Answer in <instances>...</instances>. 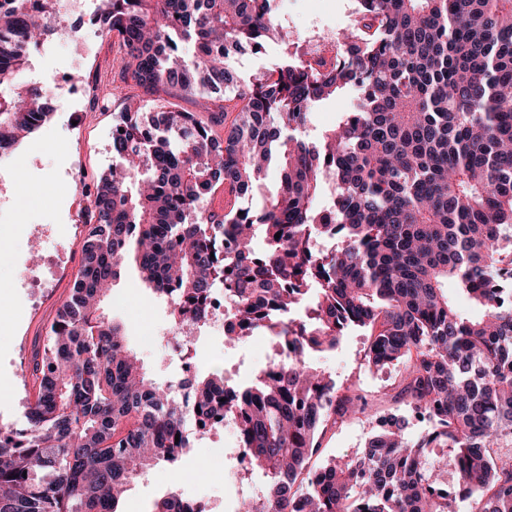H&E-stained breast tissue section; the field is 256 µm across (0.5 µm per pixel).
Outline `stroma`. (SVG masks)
<instances>
[{"label": "stroma", "mask_w": 512, "mask_h": 512, "mask_svg": "<svg viewBox=\"0 0 512 512\" xmlns=\"http://www.w3.org/2000/svg\"><path fill=\"white\" fill-rule=\"evenodd\" d=\"M355 0H278L277 13L293 46H308L311 36L336 37L352 24ZM79 54L58 42L37 57L26 72L31 82L66 74L87 87L85 99L53 106L50 120L22 140L12 159L0 162V424L23 426L27 396L23 379L34 345L42 343L60 304L68 297L81 264L83 230L89 221L84 199L94 179L112 165V122L119 107L112 85L119 78L120 63L111 39L90 36L79 44ZM37 243L58 267L46 288L25 282L29 267L24 251ZM110 312L127 331L129 348L158 382L179 381L182 362L168 345L171 326L169 299L157 297L128 268L112 288ZM364 336H345L331 355L312 357L314 366L330 372L337 384L354 385L368 392L384 390L394 369L370 371L363 365ZM194 369L204 376L213 369L233 370L239 384H248L255 370L264 366L271 352L267 336L257 333L237 348H227L217 330L199 331L192 347ZM370 422L346 420L328 432L316 466L359 452L370 437ZM236 436L220 428L214 438L196 440L178 466L152 468L132 482L127 498L134 512H152L156 502L176 491L214 502L219 512H235L236 498L225 493L221 475L200 470V460L223 467L218 446H234ZM194 471L192 481H178L180 471Z\"/></svg>", "instance_id": "stroma-1"}]
</instances>
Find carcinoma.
<instances>
[{
	"instance_id": "1",
	"label": "carcinoma",
	"mask_w": 512,
	"mask_h": 512,
	"mask_svg": "<svg viewBox=\"0 0 512 512\" xmlns=\"http://www.w3.org/2000/svg\"><path fill=\"white\" fill-rule=\"evenodd\" d=\"M17 2L0 0L1 74L45 35ZM98 10L129 92L79 272L33 355L27 425L0 427V512H116L114 492L193 447L174 385L146 376L104 310L130 264L172 299L174 328L208 326L222 291L236 320L224 335L270 336L275 365L250 385L219 369L193 381L200 415L235 420L267 478L244 512H448L436 448L474 512H512V0H357L331 59L286 49L246 86L224 58L288 44L274 0ZM136 87L197 95L204 111L147 112ZM351 91L356 107L306 141L313 105ZM47 95L0 98V149L49 120ZM273 163L280 192L243 209ZM221 186L232 202L218 213ZM352 330L368 369L398 368L391 401L432 422L420 441L310 364ZM361 417L381 422L362 453L311 465L327 432Z\"/></svg>"
}]
</instances>
